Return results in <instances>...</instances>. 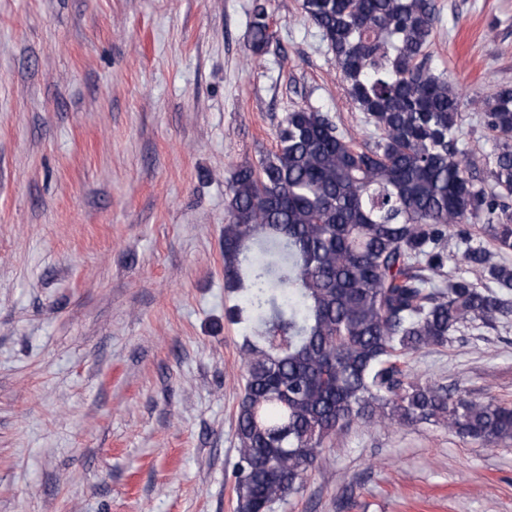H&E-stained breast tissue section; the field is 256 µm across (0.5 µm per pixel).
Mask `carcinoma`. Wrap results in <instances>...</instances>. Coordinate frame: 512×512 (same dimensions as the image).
Wrapping results in <instances>:
<instances>
[{
	"label": "carcinoma",
	"mask_w": 512,
	"mask_h": 512,
	"mask_svg": "<svg viewBox=\"0 0 512 512\" xmlns=\"http://www.w3.org/2000/svg\"><path fill=\"white\" fill-rule=\"evenodd\" d=\"M346 91L380 132L371 147L326 113L298 109L277 147L227 183V316L245 325L236 408L235 512H273L326 462V440L354 424L444 426L496 448L512 445V404L473 399L405 369L465 326L512 316V88L481 101L497 141L486 179L457 148L459 93L427 63L435 0H302ZM274 38L254 0L251 56ZM495 191H487L484 181ZM483 220L495 247L464 261L491 285L445 271L462 224Z\"/></svg>",
	"instance_id": "obj_1"
}]
</instances>
